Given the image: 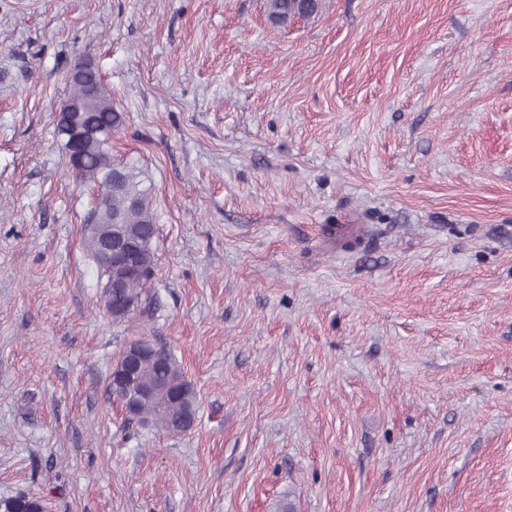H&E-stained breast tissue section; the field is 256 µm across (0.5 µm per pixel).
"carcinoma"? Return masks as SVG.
Wrapping results in <instances>:
<instances>
[{
  "label": "carcinoma",
  "mask_w": 512,
  "mask_h": 512,
  "mask_svg": "<svg viewBox=\"0 0 512 512\" xmlns=\"http://www.w3.org/2000/svg\"><path fill=\"white\" fill-rule=\"evenodd\" d=\"M265 4L269 22L279 27L296 17L316 16L322 11L324 0H265ZM68 81L70 100L82 98L89 90L94 92L91 107L82 112L84 125L94 135L83 145L80 170L71 171L76 182L96 191L87 219L97 224L119 225L124 237L134 243L156 236L152 189L145 185L140 168L133 163L119 165L123 189L110 186L103 160L112 153V131L123 125V116L113 108L112 93L104 85L99 70L87 62L81 76H71ZM101 274L108 283H128V287L112 293V307L116 309L112 319L122 322L134 313L130 302H141L146 280L129 283L126 271L116 265L101 269ZM139 390L143 391L137 401L139 421L174 434L186 431L184 420L196 414V394L169 350L162 347L158 355L143 356L122 392L112 390V378H107V394L118 403ZM43 504L40 497L18 494L1 499L0 512H44Z\"/></svg>",
  "instance_id": "1"
}]
</instances>
